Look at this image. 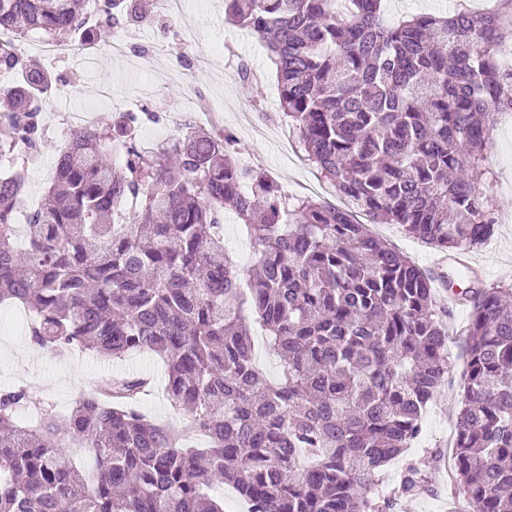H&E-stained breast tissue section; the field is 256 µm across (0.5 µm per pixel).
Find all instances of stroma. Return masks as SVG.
<instances>
[{
  "label": "stroma",
  "instance_id": "obj_1",
  "mask_svg": "<svg viewBox=\"0 0 512 512\" xmlns=\"http://www.w3.org/2000/svg\"><path fill=\"white\" fill-rule=\"evenodd\" d=\"M180 11L172 15L170 30L142 24L122 55L112 52V43L98 41L92 65L80 61L55 62L43 55L37 45L24 43L28 59L57 75L72 86L65 97L49 98L42 112L34 149L22 152L26 161L27 193L33 204H40L54 173L62 145L60 128L69 111L94 105L96 114L90 123L112 119L123 112L140 114L138 139L158 145L184 131L181 114L186 104V86H193L212 101L220 113V129L241 134L248 152L250 168L262 169L288 194L309 195L318 186L315 167L297 149L292 128L272 120L279 107V89L267 50L246 30L229 24L224 15V0H181ZM493 0H385L384 13L395 21L420 13L441 14L449 9H483ZM187 56L189 65L173 72L166 81L155 78L156 51L159 47ZM264 70L266 81L244 84L240 65ZM258 104L268 114L256 124L244 121L240 106ZM494 148L485 160L489 171L482 185L497 218L493 236L472 251L471 256L483 270L486 285L512 288V123L495 118L492 126ZM371 232L423 270H431L437 252L422 240L405 233L397 224H374ZM0 389L24 387L37 405L57 415L68 414L84 393L98 386L109 375L135 372L150 376L153 387L141 402V410L156 421L179 425L182 413L165 395V368L148 352H133L123 359L101 358L90 353L42 350L36 356L21 353L28 343L26 324L29 313L23 306H0ZM470 318L469 306L448 308V379L444 396L434 397L422 423V433L410 453L423 465L433 466L435 492L398 499L393 512H468L463 490L449 482L445 463L449 443L455 437L456 414L461 403L467 354L465 330Z\"/></svg>",
  "mask_w": 512,
  "mask_h": 512
}]
</instances>
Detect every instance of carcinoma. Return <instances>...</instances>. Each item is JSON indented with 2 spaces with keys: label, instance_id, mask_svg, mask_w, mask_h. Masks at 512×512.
<instances>
[{
  "label": "carcinoma",
  "instance_id": "obj_1",
  "mask_svg": "<svg viewBox=\"0 0 512 512\" xmlns=\"http://www.w3.org/2000/svg\"><path fill=\"white\" fill-rule=\"evenodd\" d=\"M86 0H0V157L35 146L52 78L22 54L37 30L85 35ZM104 0L101 39L147 5ZM224 0L227 21L268 48L280 120L347 201L285 194L241 165L230 133L191 129L142 149L137 117L70 132L41 204L16 242L20 167L0 174V303L32 314L42 349L166 365L179 427L140 409L151 380L115 375L63 419L25 424L23 387L0 391V512H224L232 487L248 512H385L382 472L422 430L448 374V328L433 281L352 216L363 211L450 255L482 247L496 218L479 190L493 147L490 116L512 112V41L499 12L456 11L389 23L382 0ZM125 150L110 162L109 146ZM132 222L116 223L129 203ZM242 221L254 268L224 247V216ZM467 371L456 415L453 480L469 512H512V288H468ZM261 322L281 373L254 355ZM96 456L89 479L69 455ZM406 461L399 496L430 492Z\"/></svg>",
  "mask_w": 512,
  "mask_h": 512
}]
</instances>
